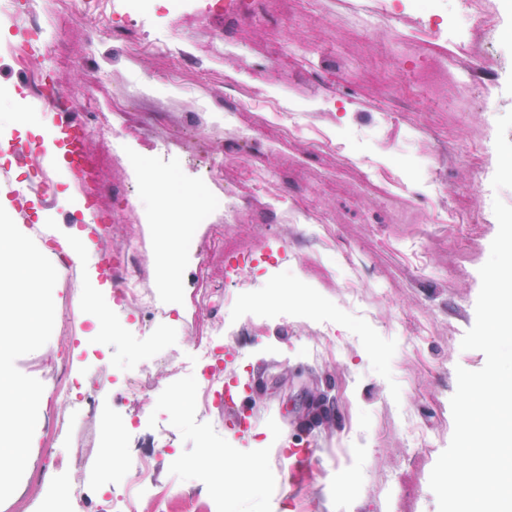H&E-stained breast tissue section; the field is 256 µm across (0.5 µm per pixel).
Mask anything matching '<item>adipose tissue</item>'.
Listing matches in <instances>:
<instances>
[{
  "mask_svg": "<svg viewBox=\"0 0 512 512\" xmlns=\"http://www.w3.org/2000/svg\"><path fill=\"white\" fill-rule=\"evenodd\" d=\"M54 242L74 262L82 287L75 300L79 319H92L100 332L112 328L111 306L100 305L99 274L86 264L87 247L78 230H66L52 218L28 224L24 218L0 222V353L20 345L29 330L54 308L51 291L33 275V253L44 241ZM43 390L18 383L0 369V475L21 468L36 434L28 422L30 409L43 401Z\"/></svg>",
  "mask_w": 512,
  "mask_h": 512,
  "instance_id": "ef3b65f1",
  "label": "adipose tissue"
}]
</instances>
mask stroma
<instances>
[{"mask_svg": "<svg viewBox=\"0 0 512 512\" xmlns=\"http://www.w3.org/2000/svg\"><path fill=\"white\" fill-rule=\"evenodd\" d=\"M14 2L15 13L0 15V126L9 127L15 112L47 120L32 85L48 80L68 91L97 72V109L76 116L89 129L107 119L119 137L107 150L89 139L91 153L107 156L114 229L87 260L99 263L101 251L136 243L146 285L167 315L115 316L109 334L87 342L85 322L48 335L79 290L62 255L36 252L34 269L47 277L56 307L5 359L13 378L54 393L63 355L82 382L105 377L97 391L103 408L138 419L123 436L126 459L153 460L142 502L149 512H438L429 478L453 433L456 369L485 364L461 340L475 322L479 269L498 231L492 205L498 198L512 206V188L491 185L496 119L512 110V0H491L496 73L477 87L461 83L470 100L464 113L435 97L426 70L434 56L458 63L457 38L444 32L431 45L419 41L428 20L452 15L448 0L425 11L395 6L394 20L368 32L358 20L378 11L380 0H313L308 10L294 0H256L255 19L189 0L177 23L163 9L136 23L76 0L78 18L58 45L30 34L49 60L35 72L19 70L7 45L20 40L30 16H49L59 2ZM169 23L179 35L169 64L194 75L190 94L159 77L158 58L127 53L130 42ZM209 33L235 43V55L211 63ZM123 87L133 97L124 114L112 101ZM270 99L281 105L268 115L276 151L262 135L237 143L225 109L247 100L262 109ZM383 112L394 113L391 125L379 126ZM442 128L449 135L441 154L434 135ZM478 139L485 152L476 165ZM284 153L296 156L294 170L282 171ZM235 154L247 159L252 183L278 189L279 202L256 207L243 187L236 215L225 214L217 201L227 184L207 168L234 172ZM145 172L168 179L171 190L205 195L206 222L187 227L201 256L181 259L171 281L158 254L159 208L141 189ZM74 189L55 181L46 195L26 194L27 220L49 209L64 227L90 229ZM305 194L315 195L316 207L295 218L293 205ZM243 240L268 254L287 250L288 259L225 278L224 252ZM348 278L355 291L345 288ZM217 329L236 352L227 373L251 397L253 433L245 441L223 405L204 400L197 352ZM158 357L169 367L155 369L141 394L127 395L122 378ZM182 391L189 403H176ZM52 414L66 424L48 429ZM30 420L38 439L27 465L0 482V512H100L125 473L101 462L98 419L74 401L48 404ZM206 446L221 456L203 457ZM293 448L311 449L309 467L294 470ZM60 454L81 456V466L49 467ZM244 457L262 464L256 482L238 467ZM227 481L234 496L221 492ZM66 484L79 485V506L56 494Z\"/></svg>", "mask_w": 512, "mask_h": 512, "instance_id": "stroma-1", "label": "stroma"}]
</instances>
